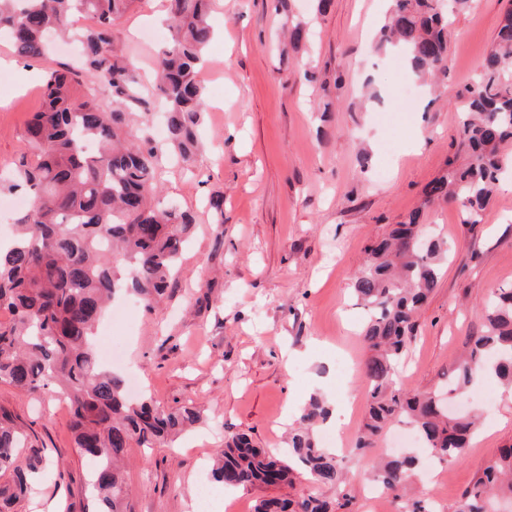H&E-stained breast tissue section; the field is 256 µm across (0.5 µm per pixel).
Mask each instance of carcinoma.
<instances>
[{
    "label": "carcinoma",
    "mask_w": 512,
    "mask_h": 512,
    "mask_svg": "<svg viewBox=\"0 0 512 512\" xmlns=\"http://www.w3.org/2000/svg\"><path fill=\"white\" fill-rule=\"evenodd\" d=\"M134 0H0V33L25 60L50 53L49 36H73L81 45L76 67L50 71L43 105L26 125L33 157L19 161L12 191L30 195L32 206L0 243V383L20 391L56 390L71 414L75 447L93 463L90 490L97 512H119L125 478L119 462L133 446L153 448L200 420L191 406L165 410L151 399L133 401L125 380L100 365L92 337L101 314L119 289L138 295L149 308L171 285L192 228L191 215L161 196L160 149L148 135L130 138L131 117L149 114L155 103L166 112L167 147L187 161L198 146L207 111L199 65L213 37L210 0H168L170 38L154 67L152 93L127 61L114 35L116 22ZM474 0H390L375 36V49H400L411 73L443 84L448 60V12ZM81 15L95 19L78 29ZM449 102L464 115L459 148L468 162L448 161V172L427 192L432 200L457 204L466 223H480L499 176L501 153L512 141V12L506 13L477 82ZM416 210L365 248L353 292L370 315L362 330L371 351L362 376L368 390L365 422L350 448L354 455L377 447L386 427L413 425L422 448L438 463L462 458L482 414H453L448 396L474 383L475 369L512 388V288H501L485 315L484 330L468 341L446 392L411 394L397 384L401 357L416 317L436 288L446 250L418 233ZM328 415L312 398L288 438V460L255 445L245 434L224 439L213 467L226 487L289 483L300 468L318 487L347 486L343 459L323 447L316 422ZM27 435L0 407V512L31 491L36 465L19 461ZM418 456H376V484L390 492L396 512H432L412 499L409 473ZM512 500V447L501 448L463 490L456 512H494L493 499ZM254 512H330L315 493L299 500L260 499Z\"/></svg>",
    "instance_id": "1"
}]
</instances>
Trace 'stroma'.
Instances as JSON below:
<instances>
[{"mask_svg":"<svg viewBox=\"0 0 512 512\" xmlns=\"http://www.w3.org/2000/svg\"><path fill=\"white\" fill-rule=\"evenodd\" d=\"M213 0L217 36L202 73L207 100L203 145L190 164L170 157L159 180L169 198L194 216L190 242L165 298L138 305L119 366L139 378V390L164 409L193 405L196 430L155 448H132L124 463L127 493L121 512H193L186 478L209 482L223 512H253L258 499L314 492L342 512L339 489L294 484L230 494L208 472L225 435L244 432L274 454L287 453L288 430L312 395L349 411L343 434L355 441L366 390L361 366L365 310L352 284L364 249L412 211L424 231L450 248L445 272L418 322L398 373L410 392L448 381L468 336L480 330L491 294L512 284V172L478 225L460 207H424L429 184L448 169L461 114L433 87L409 78L397 53L369 52L388 0ZM512 0H477L452 18L449 92L472 85ZM164 0H137L116 35L127 59L151 72L166 33ZM292 17L310 33L298 48L283 46L282 23ZM54 59L22 60L0 39V179L9 178L32 149L26 123L42 106L41 81ZM315 72L306 80L304 71ZM342 79L333 103L322 85ZM429 135L416 142L414 131ZM224 199V221L209 211ZM352 362L336 373L337 356ZM466 407L487 412L486 426L466 454L450 464L421 460L416 479L434 512H454L474 472L498 449L512 446V399L495 381L476 385ZM0 406L29 433L21 460L42 458L43 476L31 510L95 512L87 488L89 464L74 446L69 410L58 396L30 395L0 383ZM65 479H58V472Z\"/></svg>","mask_w":512,"mask_h":512,"instance_id":"35a3bbf8","label":"stroma"}]
</instances>
